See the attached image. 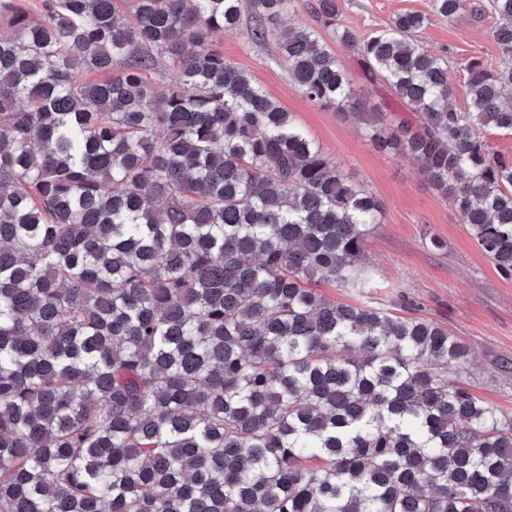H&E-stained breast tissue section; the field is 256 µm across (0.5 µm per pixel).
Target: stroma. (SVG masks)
Here are the masks:
<instances>
[{
  "label": "stroma",
  "mask_w": 512,
  "mask_h": 512,
  "mask_svg": "<svg viewBox=\"0 0 512 512\" xmlns=\"http://www.w3.org/2000/svg\"><path fill=\"white\" fill-rule=\"evenodd\" d=\"M339 23L367 38L404 11L429 13L430 0H338ZM496 18L454 19L431 16L414 36L425 50L447 54L452 102L466 108V65L474 58L497 63L500 49L492 37ZM255 24L244 7L241 29L218 33L214 41L225 59L248 71L254 81L287 111L344 172L381 203L379 222L365 244L368 280L348 293L327 288L336 300L378 308L400 316L432 320L459 336L469 348L458 380L484 400L512 411V274L500 271L479 249L456 210L420 173V163L402 152L382 153L366 137L363 122L341 117L334 107L309 102L288 78L287 67L273 42L245 37ZM331 43L352 84L386 132H394L410 110L385 84L370 83L353 49L337 43L331 30L321 32ZM444 241L434 248L431 238Z\"/></svg>",
  "instance_id": "35a3bbf8"
}]
</instances>
